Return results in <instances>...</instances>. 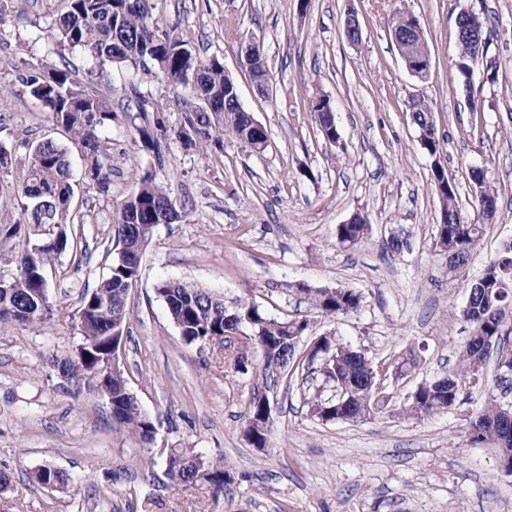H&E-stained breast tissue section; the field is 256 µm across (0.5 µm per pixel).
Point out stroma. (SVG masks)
I'll use <instances>...</instances> for the list:
<instances>
[{
	"label": "stroma",
	"mask_w": 512,
	"mask_h": 512,
	"mask_svg": "<svg viewBox=\"0 0 512 512\" xmlns=\"http://www.w3.org/2000/svg\"><path fill=\"white\" fill-rule=\"evenodd\" d=\"M150 3L161 30L189 35L201 57L223 60L268 144L258 153L228 136L220 150L184 146L173 134L183 120L180 89L155 73L101 68L78 49L55 53L50 30L62 0H7L0 144L12 163L0 168V186L15 185L27 142L67 145L79 230L74 246L46 265L51 317L0 324V471L9 477L0 512H512V473L492 444L470 439L487 397L512 405V389L495 384V363L485 368L490 395L465 394L424 417L402 411L420 384L455 367L471 335L463 316L470 285L512 241V0ZM351 11L361 25L356 43L344 32ZM463 11L483 16L491 33L485 62L468 80L456 67ZM400 12L423 29L431 53L426 81L408 72L391 39ZM251 38L267 58L272 91L265 98L239 63ZM42 62L69 66L108 98L111 193L85 180L79 147L17 82L18 72ZM133 84L160 109L162 156L134 140ZM319 96L335 109L333 144L311 112ZM413 97L432 110L439 157L423 149L409 119ZM437 162L459 186L464 223H482L471 170H485L497 195L479 248L453 275L438 244ZM147 173L167 189L180 218L153 229L119 350L128 387L156 426L146 444L113 421L87 381L61 376L55 362L77 354L81 298L107 275L115 214ZM356 212L367 216L369 232L340 243L337 225ZM394 236L403 242L397 253L388 247ZM163 280L203 289L230 308L250 302L273 318L307 319L310 336L335 337L386 371L387 401L362 422L325 423L309 402L330 397L331 387L286 372L268 394V446L255 448L245 423L250 395L263 385L261 359L243 375L232 368L233 351L187 345L156 292ZM336 287L358 291L361 305L323 316L306 291ZM173 448L224 463L230 479L223 491L174 486L167 476ZM42 467L59 471L64 487L37 483L33 474Z\"/></svg>",
	"instance_id": "35a3bbf8"
}]
</instances>
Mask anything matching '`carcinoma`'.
<instances>
[{
  "label": "carcinoma",
  "mask_w": 512,
  "mask_h": 512,
  "mask_svg": "<svg viewBox=\"0 0 512 512\" xmlns=\"http://www.w3.org/2000/svg\"><path fill=\"white\" fill-rule=\"evenodd\" d=\"M64 7L51 29V39L63 50L79 48L90 55L100 66L119 64L146 72L157 70L165 78L184 90L193 100L187 109L184 127L192 130L196 109L219 113V118L203 125L194 145L208 148L223 146L224 135L241 140L251 126L249 113L236 110L235 83L229 82L224 62L213 56L200 61L185 37L173 36L159 30L154 23L150 0H142L135 8H125V0H63ZM18 82L25 92L40 102L50 113L55 126L69 134L71 140L83 148L86 158V177L99 192L111 191L112 171L108 165L110 147L101 136L102 128L112 121L110 102L103 95L92 91L72 77L67 67L40 63L27 67L18 74ZM407 110L413 125L428 130L424 149L436 155L441 148L429 105L417 98L408 101ZM315 119L325 129L324 138L336 142L338 131L333 108L329 99L322 96L312 103ZM141 147L163 157L161 145L154 130L147 124L134 125ZM70 157L67 148L52 139L31 143L20 181L16 183L14 197L23 199L21 217L10 224H0V235L19 237L22 248L16 254L0 255V263L15 267L9 278L10 292L0 294V323L18 322L38 324L52 314V304L44 303L43 313L37 318L28 316L31 305H39L35 292L42 287L45 267L55 253L63 252L69 243L67 227L73 224L70 204L73 186L70 182ZM432 180L442 182L441 224L438 243L447 247L449 268L455 269L466 263L483 237V225L464 224L460 220L456 182L445 172L433 171ZM170 199L167 191L150 175L141 178L138 186L122 202L116 221L119 224H154L161 208ZM369 224L363 216L353 224H339L336 237L341 243L355 244L366 234ZM141 253L118 259L113 257L109 273L91 292L82 296V304L94 301L91 310L84 314L82 335L92 338L95 349L80 361L68 362V375L88 381L98 380V358L112 350V320L118 318L127 324V298L131 283L139 279ZM512 290V242L499 254L490 258L481 279L472 283L466 307L465 319L472 326L470 340L460 356L458 368L448 373V381L429 382L420 390V396L412 399L406 408L411 415L427 416L436 411L453 407L461 396V390L482 394L489 390L484 365L489 352L496 354V362L512 367V324L505 321L502 307L512 303V293L501 298L495 295L498 284ZM314 308L327 317H336L360 307L362 296L353 289L326 288L310 291ZM157 293L163 298L169 315L189 344L200 348L211 346V340L224 337V347L233 345L229 334L238 327L247 326L249 348L239 352L234 359V371L248 372L249 350L271 361H280L278 349L283 340L297 329L289 319H272L252 304L240 303L229 309L212 294L181 282L162 281ZM320 345L335 354L339 365L329 363L324 378L338 391L354 396L353 402H366L367 409L356 417L362 420L374 406L387 399L382 391L374 394L368 389L371 374L375 372L372 361L365 354L344 345L333 336L320 337ZM112 416L116 422L143 441H150L153 420L142 411L136 397L130 392L121 369L112 373ZM267 394L253 391L247 413L246 432L259 431L261 400ZM336 398L311 402L310 410L319 420L336 419ZM512 429V421L504 417V408L490 400L485 404L472 424V440L492 442L497 445L499 457L512 459V436L504 438L501 432ZM197 455L184 448H173L168 456V475L177 486L206 485L219 492L224 490L227 472L219 463L209 468H197Z\"/></svg>",
  "instance_id": "1"
}]
</instances>
